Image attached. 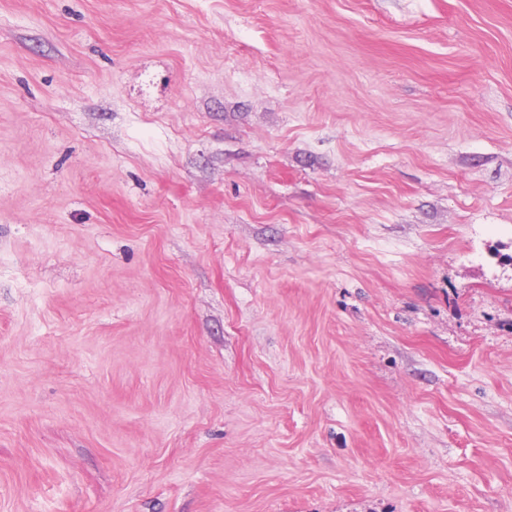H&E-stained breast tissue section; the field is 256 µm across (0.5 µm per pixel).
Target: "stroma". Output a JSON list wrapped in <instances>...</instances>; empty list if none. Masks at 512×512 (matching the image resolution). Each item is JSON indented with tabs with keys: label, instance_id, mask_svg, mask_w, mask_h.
<instances>
[{
	"label": "stroma",
	"instance_id": "obj_1",
	"mask_svg": "<svg viewBox=\"0 0 512 512\" xmlns=\"http://www.w3.org/2000/svg\"><path fill=\"white\" fill-rule=\"evenodd\" d=\"M0 512H512V0H0Z\"/></svg>",
	"mask_w": 512,
	"mask_h": 512
}]
</instances>
